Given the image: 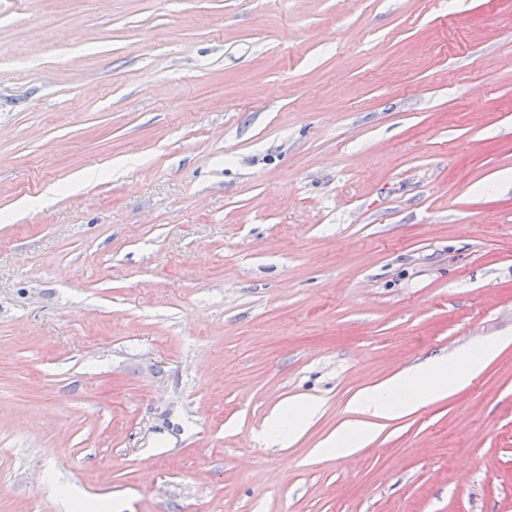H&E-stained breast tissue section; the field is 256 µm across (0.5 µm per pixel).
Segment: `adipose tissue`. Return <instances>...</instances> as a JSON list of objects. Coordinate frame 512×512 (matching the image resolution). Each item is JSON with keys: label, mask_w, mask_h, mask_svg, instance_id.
I'll return each mask as SVG.
<instances>
[{"label": "adipose tissue", "mask_w": 512, "mask_h": 512, "mask_svg": "<svg viewBox=\"0 0 512 512\" xmlns=\"http://www.w3.org/2000/svg\"><path fill=\"white\" fill-rule=\"evenodd\" d=\"M498 344L482 341L458 358L439 359L399 372L385 382L362 390L350 402L352 417L324 443L325 454L343 457L367 445L383 422L400 418L469 385L495 354ZM313 404L295 400L279 408L265 431L274 444H286L304 430Z\"/></svg>", "instance_id": "adipose-tissue-1"}]
</instances>
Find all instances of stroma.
Wrapping results in <instances>:
<instances>
[{"label":"stroma","instance_id":"1","mask_svg":"<svg viewBox=\"0 0 512 512\" xmlns=\"http://www.w3.org/2000/svg\"><path fill=\"white\" fill-rule=\"evenodd\" d=\"M511 171L512 0H0V512H512ZM497 347L496 341H482L468 347L451 363L448 359L435 360L405 369L385 382L365 388L350 401L354 417L324 442L322 451L343 457L363 448L377 434L383 421L414 413L469 385L482 372ZM314 411V405L295 400L279 408L265 431L272 444L284 445L296 439L304 430Z\"/></svg>","mask_w":512,"mask_h":512}]
</instances>
